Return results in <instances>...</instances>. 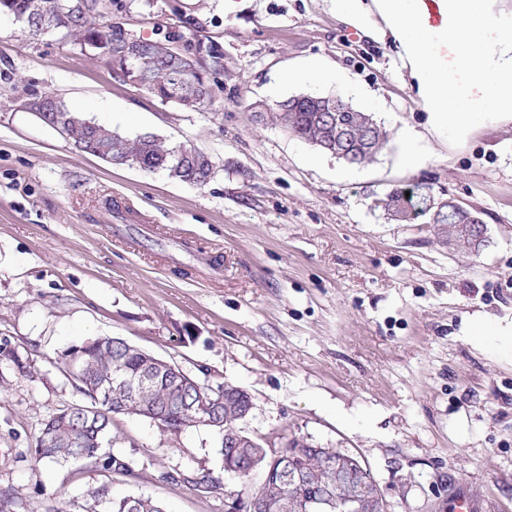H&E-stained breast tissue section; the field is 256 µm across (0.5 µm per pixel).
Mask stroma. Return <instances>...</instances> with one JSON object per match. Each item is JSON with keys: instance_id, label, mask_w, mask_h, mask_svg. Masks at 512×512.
<instances>
[{"instance_id": "obj_1", "label": "stroma", "mask_w": 512, "mask_h": 512, "mask_svg": "<svg viewBox=\"0 0 512 512\" xmlns=\"http://www.w3.org/2000/svg\"><path fill=\"white\" fill-rule=\"evenodd\" d=\"M110 19L144 38L209 39L224 70L212 104L190 110L0 16V342L31 363H0V512H91L86 491L101 485L168 512H224L220 486L166 479L224 480L202 428L117 414L103 450L133 459V475L89 460L34 473L44 422L80 400L56 354L96 336L243 387L244 430L358 457L386 512H451L462 490L473 512H512V348L467 333L477 315L512 324V123L430 132L373 9L360 29L335 0H115ZM314 67L329 79L281 80ZM346 82L389 134L363 165L259 118ZM46 92L121 134L202 150L214 173L199 185L80 151L21 110ZM407 125L426 148L413 165ZM412 185L476 213L480 251L449 249L431 215L391 218L382 199Z\"/></svg>"}]
</instances>
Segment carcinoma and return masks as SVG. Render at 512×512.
<instances>
[{
	"label": "carcinoma",
	"mask_w": 512,
	"mask_h": 512,
	"mask_svg": "<svg viewBox=\"0 0 512 512\" xmlns=\"http://www.w3.org/2000/svg\"><path fill=\"white\" fill-rule=\"evenodd\" d=\"M34 0H0V14L8 15L24 26L33 35L39 34L40 14L33 8ZM73 13L67 16L63 34L68 41L80 47L97 45V56L116 76L124 77L125 67H146L151 73L150 81L144 90L165 101L178 104L194 99L193 108L197 109L212 102L214 91L210 80L213 72L224 69V55L212 43L202 39L179 47L171 39L152 41L151 54L147 60L129 59L124 56L127 41L133 35L118 25L105 21L112 10V0H71ZM330 98L327 95H308L302 99H285L277 104L271 113L272 121L289 135L297 137L318 150L335 138L336 128L327 127L325 115L330 111ZM347 111L338 113L339 119L350 125L351 136L361 135L367 129L365 139L367 150L352 153L351 165H360L359 159H372L387 141V131L379 125L373 116L354 108L348 101L339 99ZM39 118L53 127L58 121L67 125L65 135L80 150L95 154L104 153V147L112 145L113 164L125 165L139 158L147 171L163 170L172 178L186 182L204 184L213 170L206 154L200 152L178 160L175 147L153 133L138 134L133 138L86 119L80 112H73L54 95H47L45 112ZM430 194L422 187L412 189L397 188L382 199L385 210L397 217L411 213L429 212ZM443 233L457 247L474 251L485 242L484 224L441 223ZM58 361L65 365L74 361L75 373L72 382L76 391L83 397L79 406L70 412L49 417L36 439L32 457L33 469L37 472L54 464L75 459H94L102 467L121 474H132V461L117 452L99 455L101 440L112 417V406L95 412L85 409V402H93L101 390L109 388V398L116 401L124 399L125 391L118 385H112L116 368H121L129 377L137 379L143 373L144 354L136 346L122 339L110 336H98L94 343L84 341L68 346L57 353ZM205 393L203 387L191 384L178 385L164 374H155L143 399L160 406L172 399L192 401ZM259 448L250 444L236 448L224 442L220 443L219 453L223 464L238 468L237 479L240 482L238 495L247 499L257 492L252 485L253 472L248 461L256 455ZM328 487L327 474L318 461L303 464L291 459L288 461V477L270 497L280 503L276 512H300L298 498H308L321 493ZM93 501V512H165L164 506L150 498L140 496H116L107 486L88 491Z\"/></svg>",
	"instance_id": "obj_1"
}]
</instances>
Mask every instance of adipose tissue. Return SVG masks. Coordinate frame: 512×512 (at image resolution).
Segmentation results:
<instances>
[{
  "label": "adipose tissue",
  "mask_w": 512,
  "mask_h": 512,
  "mask_svg": "<svg viewBox=\"0 0 512 512\" xmlns=\"http://www.w3.org/2000/svg\"><path fill=\"white\" fill-rule=\"evenodd\" d=\"M374 6L401 47L432 132L466 138L487 113L512 122V25L502 23L489 0Z\"/></svg>",
  "instance_id": "adipose-tissue-1"
}]
</instances>
